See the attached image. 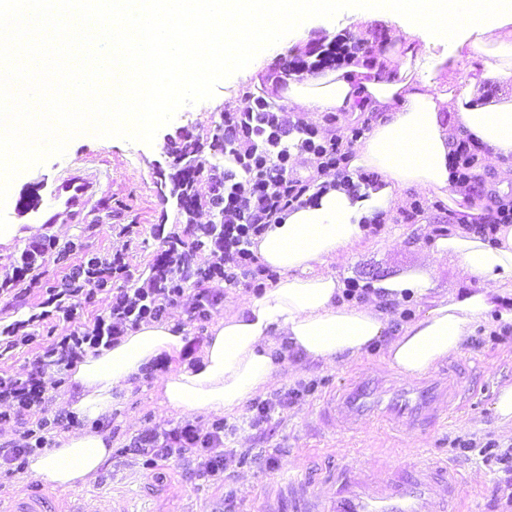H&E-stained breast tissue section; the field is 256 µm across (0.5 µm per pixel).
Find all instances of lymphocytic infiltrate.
<instances>
[{"instance_id": "f902f5d3", "label": "lymphocytic infiltrate", "mask_w": 512, "mask_h": 512, "mask_svg": "<svg viewBox=\"0 0 512 512\" xmlns=\"http://www.w3.org/2000/svg\"><path fill=\"white\" fill-rule=\"evenodd\" d=\"M367 40L348 34L329 42H316L304 58L292 66L293 72H313L347 64L359 56L370 55ZM363 135L362 128L341 132L302 120H290L282 108L265 96H250L246 105L224 115V124L213 138L226 159L220 174H208L209 211L220 220L204 225L202 240L185 245L171 240L165 253L153 265L142 285L113 291L112 280L125 270L120 255L107 258L85 257L71 265L59 288L53 289L44 307L62 317L66 324L62 336L51 347L36 354L27 377L0 376V422L23 425V441L0 448V467L23 471L27 456L47 447L49 435L57 425L47 415L49 397L44 378L69 369L90 352L114 344L128 329L141 323L161 320L168 309L185 303L190 313L205 315L213 302L210 285L236 286L242 279L259 272L251 246L276 215L300 202L309 183L293 178L297 156L311 155L321 175L333 174L348 189H358L347 171L350 149ZM208 251L210 261L199 267L195 256ZM196 281L199 290L186 295L184 284ZM108 293L112 302L106 314L91 321H77L76 301L93 293ZM40 416L35 427L26 422L32 411ZM227 424L213 421L209 431L192 423L172 429H154L139 434L126 446V454L152 470L169 462H180L198 476L218 479L235 456L225 448Z\"/></svg>"}]
</instances>
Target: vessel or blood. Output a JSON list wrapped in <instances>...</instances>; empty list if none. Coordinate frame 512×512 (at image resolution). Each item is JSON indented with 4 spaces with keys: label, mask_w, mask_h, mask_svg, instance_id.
<instances>
[{
    "label": "vessel or blood",
    "mask_w": 512,
    "mask_h": 512,
    "mask_svg": "<svg viewBox=\"0 0 512 512\" xmlns=\"http://www.w3.org/2000/svg\"><path fill=\"white\" fill-rule=\"evenodd\" d=\"M110 179L102 168L69 170L56 179L45 202L48 223L80 224L94 198ZM473 395V383L463 373L433 372L415 379L388 373L356 375L327 399L320 421L324 429L358 435L363 420L388 426L395 437L415 438L443 425L462 402ZM463 475L445 460L422 458L408 463L392 451L379 471H370L362 453L345 457L327 474L322 492L306 476L282 474L271 481L275 495L265 501V512H462L459 489ZM49 496L22 493L0 512H51Z\"/></svg>",
    "instance_id": "obj_1"
}]
</instances>
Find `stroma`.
I'll list each match as a JSON object with an SVG mask.
<instances>
[{
  "instance_id": "stroma-1",
  "label": "stroma",
  "mask_w": 512,
  "mask_h": 512,
  "mask_svg": "<svg viewBox=\"0 0 512 512\" xmlns=\"http://www.w3.org/2000/svg\"><path fill=\"white\" fill-rule=\"evenodd\" d=\"M344 32L368 39L377 52L392 42L394 34L393 28L379 21L368 25L339 21L330 28L316 22L303 41L266 60L264 69L279 72L290 60L303 56L318 39ZM252 94L274 99L278 89L267 81L246 80L235 74L218 84L213 98L181 108L158 131L152 144L91 135L74 138L66 148L68 159H96L109 169L111 182L83 223L37 228V235H53L66 257L60 261L47 257L19 285L0 290V329L36 312L48 289L58 286L68 266L79 263L85 255L122 254L127 271L114 285L134 288L149 275L168 240L176 237L192 243L200 225L207 223L211 215L204 208L189 215L179 204L176 186L182 170L201 160L210 166L223 165V156L211 148L216 128L225 113L241 109ZM188 145L195 147V154L180 157V150ZM60 174V169L48 162L26 170L13 185L14 202L23 210L43 208L45 184ZM417 200L423 211L415 216L411 206ZM447 224V197L412 188L404 190L384 224L371 230L369 242L362 249L325 264L324 270L340 280L354 279L362 284L410 273L427 264L434 241ZM251 292L245 282L233 288H218L217 301L204 319L189 317L180 306L171 307L168 314L187 327L189 336L202 338L213 319L223 316L231 304ZM60 328L58 318L51 317L35 324L33 343L17 347L0 343V375L27 373L35 353L56 341ZM448 362L472 368L476 392L444 426L413 440L411 446L463 471L467 490L463 512H503L507 501L512 500V484L500 464L483 460L477 452L462 451L456 443L471 440L481 445L490 439L504 445L512 443V419H502L493 409L499 389L512 385V336L497 339L484 327H477L461 352L449 356ZM387 367L384 352L378 346L368 355L333 367L290 360L270 389V396L282 395L311 381L316 383V390L298 397L288 410L276 411L262 434L240 424L242 417L249 415V407L228 415V422L239 423L240 428L235 435L226 437L224 445L235 449L242 459L232 463L225 477L217 480L195 478L174 463L146 470L123 453V446L132 437L155 428L171 429L188 419L160 406L155 377L147 375L129 388L125 401L110 416L94 422L75 417L64 423V431L91 428L109 432L112 439L111 458L79 490L89 496L115 499L129 512H211L227 500L234 502L238 512H261L264 490L281 471L298 470L319 477L328 465L357 448L364 449L368 467L378 468L383 452L394 446L385 431L369 422L365 435L356 439L342 433L324 435L320 432L319 411L349 374H369Z\"/></svg>"
}]
</instances>
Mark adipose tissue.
I'll use <instances>...</instances> for the list:
<instances>
[{"label": "adipose tissue", "instance_id": "obj_1", "mask_svg": "<svg viewBox=\"0 0 512 512\" xmlns=\"http://www.w3.org/2000/svg\"><path fill=\"white\" fill-rule=\"evenodd\" d=\"M449 61L459 73L454 85L441 84L437 57L421 36L408 33L350 66L286 76L281 103L290 110L369 116L348 168L376 173L377 183L355 195L323 188L312 202L283 212L253 246L261 264L277 273L276 282L212 324L194 357L184 354L186 327L168 319L140 324L75 363L68 378L72 412L88 420L109 415L123 389L161 360L169 366L160 383L162 405L224 415L275 383L284 364L282 340L290 354L330 366L359 359L381 343L390 365L413 377L460 352L488 314L496 316L494 329L512 327L504 289L512 283L511 224L488 238L456 221L436 238L432 258H456L478 282L460 295H433L432 271L424 268L374 282L369 299L357 304L343 299L336 275L321 270L359 248L367 223L388 213L401 190L447 196L457 219L483 214V202L468 201L454 187L448 156L459 130L483 146L486 164L512 160V24L471 35ZM448 106L453 115L447 121L442 113ZM407 295L421 302L422 312L394 323L384 309ZM111 453L108 432H68L30 456L27 472L71 488L95 475Z\"/></svg>", "mask_w": 512, "mask_h": 512}]
</instances>
